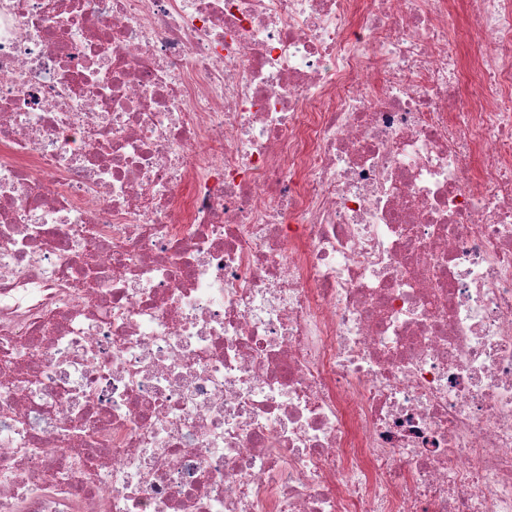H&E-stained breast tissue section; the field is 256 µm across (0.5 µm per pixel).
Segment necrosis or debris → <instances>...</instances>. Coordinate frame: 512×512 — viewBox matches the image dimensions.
Returning a JSON list of instances; mask_svg holds the SVG:
<instances>
[{"label":"necrosis or debris","instance_id":"1","mask_svg":"<svg viewBox=\"0 0 512 512\" xmlns=\"http://www.w3.org/2000/svg\"><path fill=\"white\" fill-rule=\"evenodd\" d=\"M467 6L464 58L448 0H0V512H512Z\"/></svg>","mask_w":512,"mask_h":512}]
</instances>
